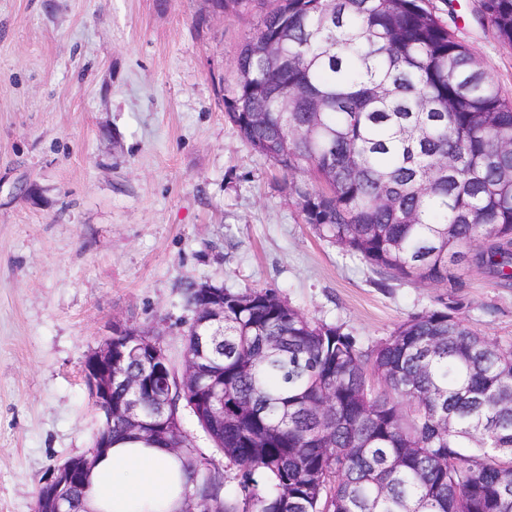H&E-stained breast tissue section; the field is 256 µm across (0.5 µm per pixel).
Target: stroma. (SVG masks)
Masks as SVG:
<instances>
[{
  "mask_svg": "<svg viewBox=\"0 0 512 512\" xmlns=\"http://www.w3.org/2000/svg\"><path fill=\"white\" fill-rule=\"evenodd\" d=\"M206 0H0V512H33L93 446L85 357L121 322L174 367L188 282L272 288L368 347L440 289L390 280L304 223L289 178L224 114L219 79L264 14L196 27ZM480 0H429L512 95V49ZM460 318L512 343V287L462 272Z\"/></svg>",
  "mask_w": 512,
  "mask_h": 512,
  "instance_id": "35a3bbf8",
  "label": "stroma"
}]
</instances>
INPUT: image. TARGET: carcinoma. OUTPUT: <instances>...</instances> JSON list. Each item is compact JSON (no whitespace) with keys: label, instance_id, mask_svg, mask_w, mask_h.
<instances>
[{"label":"carcinoma","instance_id":"obj_1","mask_svg":"<svg viewBox=\"0 0 512 512\" xmlns=\"http://www.w3.org/2000/svg\"><path fill=\"white\" fill-rule=\"evenodd\" d=\"M512 48V0L477 15ZM305 223L381 280L446 288L363 349L271 288L224 289L185 336L214 377L175 407L235 470L213 512H512V347L458 316L467 262L512 284V99L426 0H276L219 83ZM224 383V406L209 402Z\"/></svg>","mask_w":512,"mask_h":512}]
</instances>
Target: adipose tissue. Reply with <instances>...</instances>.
<instances>
[{"instance_id": "1", "label": "adipose tissue", "mask_w": 512, "mask_h": 512, "mask_svg": "<svg viewBox=\"0 0 512 512\" xmlns=\"http://www.w3.org/2000/svg\"><path fill=\"white\" fill-rule=\"evenodd\" d=\"M188 480L183 458L158 444L115 443L87 474L85 512H183Z\"/></svg>"}]
</instances>
